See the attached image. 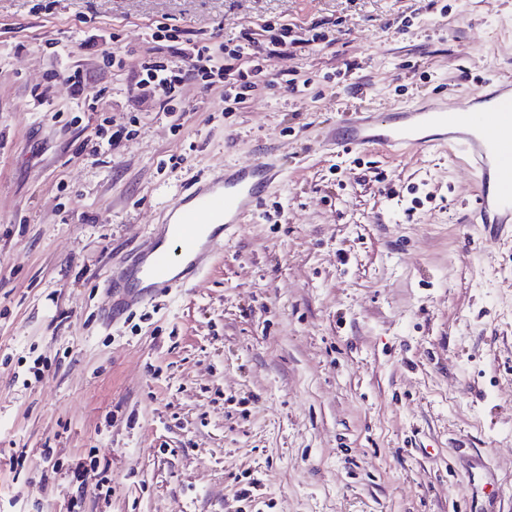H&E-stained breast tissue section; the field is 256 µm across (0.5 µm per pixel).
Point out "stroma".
<instances>
[{
    "instance_id": "35a3bbf8",
    "label": "stroma",
    "mask_w": 512,
    "mask_h": 512,
    "mask_svg": "<svg viewBox=\"0 0 512 512\" xmlns=\"http://www.w3.org/2000/svg\"><path fill=\"white\" fill-rule=\"evenodd\" d=\"M321 20L334 45L270 63L306 94L228 112L190 81L173 117L125 93L150 25L228 44ZM115 48L124 69L102 64ZM498 71L512 0H0V512H465L461 448L512 512V231L466 227L476 185L447 148L322 144L340 109L460 99ZM113 119L129 135L91 156ZM268 154L279 177L207 272L103 321L107 271L183 188ZM92 457L108 494L73 477ZM66 82L70 85L75 98H85V100L88 98L90 100L91 98L92 103L90 106H97V104L102 102L105 98V89H100L91 96L90 90L88 89V77L84 75L81 70H70L66 76Z\"/></svg>"
}]
</instances>
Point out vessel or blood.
<instances>
[{
  "label": "vessel or blood",
  "mask_w": 512,
  "mask_h": 512,
  "mask_svg": "<svg viewBox=\"0 0 512 512\" xmlns=\"http://www.w3.org/2000/svg\"><path fill=\"white\" fill-rule=\"evenodd\" d=\"M323 144L346 153L454 147L478 183L468 223L484 229L512 224L511 75L484 80L461 104L445 98L412 102L383 116L344 109L325 132ZM278 175L274 162L259 160L225 166L222 174L184 190L166 223L155 225L150 245L131 250L122 269L109 273L110 288L122 295L110 318L187 287L204 271L209 254L221 247L225 232L254 212ZM468 467L469 512H498L495 480L482 456H471Z\"/></svg>",
  "instance_id": "b4317fda"
}]
</instances>
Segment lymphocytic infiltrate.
I'll return each instance as SVG.
<instances>
[{
  "label": "lymphocytic infiltrate",
  "instance_id": "f902f5d3",
  "mask_svg": "<svg viewBox=\"0 0 512 512\" xmlns=\"http://www.w3.org/2000/svg\"><path fill=\"white\" fill-rule=\"evenodd\" d=\"M150 36L169 42L171 57H148L138 63L141 77L127 85L130 97L157 99L160 109L175 112L174 101L185 81H198L203 91H221L225 105L243 103L251 92L271 86L269 63L278 56L293 55L318 41H326L324 23L296 31L288 25H264L244 29L234 46L185 36L183 30L163 26Z\"/></svg>",
  "mask_w": 512,
  "mask_h": 512
}]
</instances>
